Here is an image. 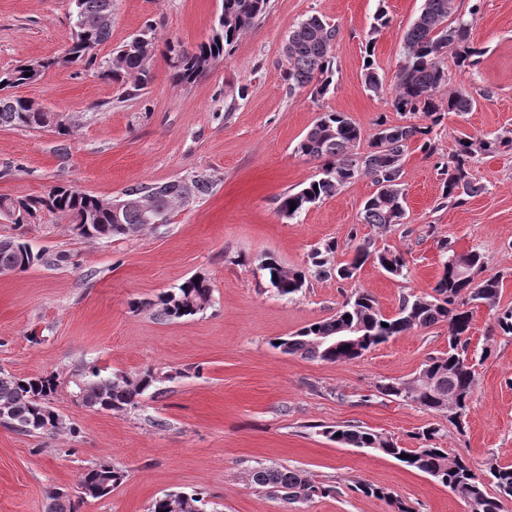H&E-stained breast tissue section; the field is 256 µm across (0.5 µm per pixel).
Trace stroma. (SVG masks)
I'll list each match as a JSON object with an SVG mask.
<instances>
[{"label": "stroma", "instance_id": "stroma-1", "mask_svg": "<svg viewBox=\"0 0 512 512\" xmlns=\"http://www.w3.org/2000/svg\"><path fill=\"white\" fill-rule=\"evenodd\" d=\"M422 0H270L265 16L240 36L224 59L189 85L171 77L167 43L192 48L210 37L221 0H115L112 38L98 52L152 31L159 49L152 78L136 96L96 72L54 66L17 96L72 118V136L51 130L0 128V195L35 198L62 185L113 197L133 184L210 177V195L176 211L169 223L129 238L90 240L67 218L36 213L15 224L0 215V238L15 237L46 260L0 274V370L15 376L55 375L50 406L63 421L53 433L27 435L0 426V512H48L49 490L68 495L73 512H147L168 492H201L206 512H395L401 499L414 512H467L432 477L395 459L344 446L325 428L359 425L416 447L414 432L439 428L441 447L476 468L487 458L512 464V334L500 333L494 313L473 311L471 351L490 349L475 363L477 384L464 429L446 416L382 396L386 379L407 381L430 356L448 348L438 324L391 338L362 358L327 363L282 354L273 339L332 317L355 291L371 294L382 313L403 297L434 287L447 240L458 253L475 250L487 274L504 277L500 304L512 307V150L475 158L473 181L484 191L465 204H442L435 158L409 147L402 165L404 223L384 230L363 223L365 200L376 190L363 177L317 202L297 219H282L277 199L321 174V163L296 146L324 112H342L370 136L378 118H405L390 88L364 85L366 45L385 79L403 58V35ZM460 13L479 11L470 43L476 66L457 71L454 48L441 55L454 86L473 95V111L449 114L435 127L441 155L461 134L512 137V0H455ZM384 10L388 27L374 29ZM70 0H0V71L61 56L71 42ZM311 15L338 30L334 86L322 96L289 92L283 47L289 31ZM403 253L408 274L395 277L366 263L353 279L309 274L302 293L279 296L262 262L309 264L313 248L333 241L334 262L350 260L356 238ZM64 255V262L50 259ZM202 273L214 286L209 307L164 322L150 301ZM105 375L135 376L148 368L167 375L155 397L115 413L85 407L72 381L83 366ZM96 464L127 477L109 496L79 499L78 477ZM258 466L304 471L335 483L336 496L286 504L256 489ZM384 489V497L362 486Z\"/></svg>", "mask_w": 512, "mask_h": 512}]
</instances>
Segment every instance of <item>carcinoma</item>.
I'll return each mask as SVG.
<instances>
[{
	"mask_svg": "<svg viewBox=\"0 0 512 512\" xmlns=\"http://www.w3.org/2000/svg\"><path fill=\"white\" fill-rule=\"evenodd\" d=\"M268 4L269 0H222L217 28L207 41L193 49L168 46L172 79L179 84H191L209 72L224 58L225 47L258 23ZM71 5L73 22L100 18L103 23L91 28L74 27L71 44L59 60H31L0 74V127L38 128L44 107L14 96L10 89L41 80L46 70L59 62L91 65L97 55L88 54V49H99L110 40L112 0H71ZM337 34L336 27L317 16L299 22L290 31L285 51L288 66L284 72L289 91L306 87L313 88L316 95L329 91L336 73L333 48ZM469 38L470 21L456 13L454 0H423L419 14L404 36V61L393 79L392 106L404 114L421 113L428 123L392 125L384 119L378 121L368 140L366 161L362 163L359 153L355 152L361 140L359 127L344 113H322L296 148L299 155L322 162V176L298 191L282 194L278 200L279 215L293 220L310 205L334 196L342 187L365 175L372 178L376 192L363 205V223L383 229L403 223L406 212L395 206L404 203L401 166L409 144L416 142L425 155H435L433 128L442 124L448 114L470 112L476 105V99L468 92L450 87L451 76L439 61L442 50L454 46L459 70L477 64L476 56L481 51L471 46ZM156 51L154 37L146 33L135 35L112 51L105 61L104 75L116 81H129L130 91L139 92L151 80ZM365 53L369 62L364 64V84L367 90L377 93L383 88L384 78L375 66L372 42H366ZM511 146L512 138L501 135L465 134L457 138L455 151L437 162L443 176V199L459 205L483 193L485 187L470 178L471 161L479 155L496 154L501 148ZM165 187L167 194L155 195L150 193V185L141 183L127 187L122 195L131 199L148 197V208L166 222L173 212L175 199L194 201L206 196L212 190L213 181L206 176H195L167 182ZM104 202L105 199L74 187L56 186L40 198L0 195V212L8 211L15 224L25 223L39 210L65 216L72 224L88 216L91 231L80 233L87 239L101 238L103 228L108 230L109 239L130 237L146 228L141 207L128 208L121 221L116 222ZM336 249L337 244L329 241L312 252L310 260L316 274L328 276L334 270L337 278L349 280L371 259L389 274L407 275L402 253L390 249L378 251L370 239L359 242L350 262L335 268L331 255ZM43 258L44 254L33 252L18 239H0V274L25 271ZM459 259L472 272L481 273L487 267L485 257L477 251L460 256L449 253L433 293L403 298L397 315H383L373 298L365 293H354L342 303L336 315L279 338L281 344L277 349L286 355L330 363L347 362L394 336L444 323L448 327V350L429 358L423 365V370L433 380L429 391L411 392L405 382L396 380L379 383L377 391L393 400L415 403L426 411L446 413L448 421L461 430L476 386L474 370L461 367L463 361L470 359V342L466 335L470 331L472 308L483 304L495 311V324L505 334H512V308L499 307L503 276L494 274L475 282L460 274ZM267 272L268 284L280 296L298 294L307 282V272L303 269L289 268L276 280L272 268H267ZM212 294L209 279L193 275L159 296L155 315L160 320L193 317L211 305ZM345 326L360 327L356 344L336 348L317 344L318 337L334 336ZM79 376L76 387L81 403L95 410L113 412L137 405L140 398L165 378L152 369L133 377L103 376L95 367L85 368ZM56 387V377L52 374L38 377L0 374V408L9 409V413L0 415V426L28 434L59 428L55 423L58 415L49 406ZM324 434L342 445L369 448L399 459L405 466L433 477L463 501L468 512H503V500L512 499V465L490 459L482 477L474 473L469 458L460 454L451 458L447 449L437 446V428L425 427L415 432L412 438L421 442L417 448H403L385 436L358 426L326 430ZM402 454L408 458L400 459ZM125 478V470L99 464L81 474L78 486L98 488L95 498L99 499L112 493ZM249 479L257 488L278 495L286 502H311L336 495L335 485L312 481L295 469L256 467L251 470ZM489 483L494 485L497 495L489 494ZM204 506L201 493L178 492L156 498L148 512H205Z\"/></svg>",
	"mask_w": 512,
	"mask_h": 512,
	"instance_id": "carcinoma-1",
	"label": "carcinoma"
}]
</instances>
